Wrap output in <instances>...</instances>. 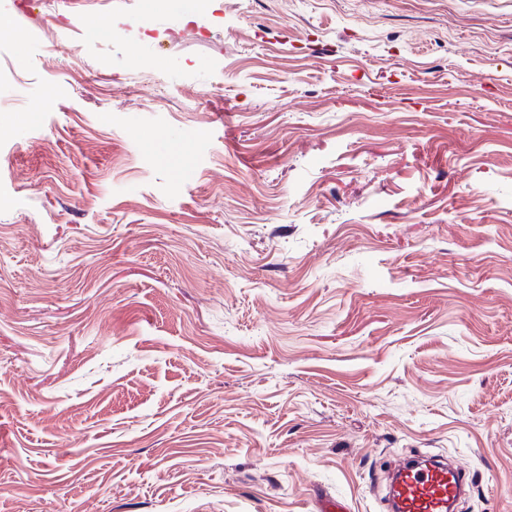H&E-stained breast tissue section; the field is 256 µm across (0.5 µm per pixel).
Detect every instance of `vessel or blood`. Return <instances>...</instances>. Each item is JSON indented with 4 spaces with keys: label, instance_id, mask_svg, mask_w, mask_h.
I'll use <instances>...</instances> for the list:
<instances>
[{
    "label": "vessel or blood",
    "instance_id": "1",
    "mask_svg": "<svg viewBox=\"0 0 512 512\" xmlns=\"http://www.w3.org/2000/svg\"><path fill=\"white\" fill-rule=\"evenodd\" d=\"M465 485L461 469L447 462L415 457L392 472L388 512H448Z\"/></svg>",
    "mask_w": 512,
    "mask_h": 512
}]
</instances>
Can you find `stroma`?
<instances>
[{"label":"stroma","mask_w":512,"mask_h":512,"mask_svg":"<svg viewBox=\"0 0 512 512\" xmlns=\"http://www.w3.org/2000/svg\"><path fill=\"white\" fill-rule=\"evenodd\" d=\"M0 512H512V0H0ZM392 476L387 506L391 512H448L465 485L461 469L423 457L398 464Z\"/></svg>","instance_id":"obj_1"}]
</instances>
